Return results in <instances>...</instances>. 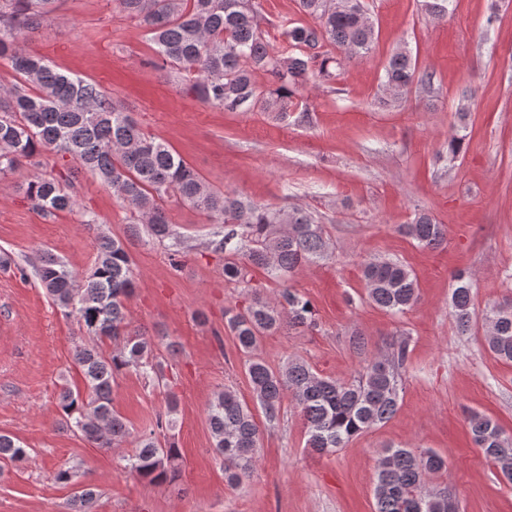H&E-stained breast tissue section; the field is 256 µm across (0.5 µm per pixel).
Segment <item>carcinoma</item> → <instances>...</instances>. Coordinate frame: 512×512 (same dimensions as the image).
Wrapping results in <instances>:
<instances>
[{"label": "carcinoma", "instance_id": "carcinoma-1", "mask_svg": "<svg viewBox=\"0 0 512 512\" xmlns=\"http://www.w3.org/2000/svg\"><path fill=\"white\" fill-rule=\"evenodd\" d=\"M57 0H0V63L8 66L14 83L0 88V179L22 168L33 173L23 189L33 209L43 218L72 211L76 205L74 174L86 171L111 188L119 204L134 212L129 236L146 225L159 241L173 238L168 203L172 200L207 214L231 229L211 241L216 251L229 248L222 274L241 283L249 267L264 269L281 289L266 298L258 288L247 291L249 304L225 311L227 328L239 349L249 356L246 374L265 423L274 425L284 398L299 409L307 430V447L334 454L354 437L390 421L399 406L398 369L407 358L408 344L392 343V357L377 355L365 361L351 382H339L313 372L301 358H292L275 370L256 354L260 340L285 326L316 327L309 299L288 282L304 267L332 255L321 222L302 208L273 210L211 185L183 157L164 142L146 135L122 103L95 81L61 70L31 50L29 36L52 19ZM119 12L146 32L155 61L179 74L184 88L204 103L244 112H286L293 100H302L315 82L335 77L341 59L325 50L333 46L346 59L371 50L377 38L364 0H299L311 25L288 28L291 51L273 50L261 29L259 0H113ZM451 0H424L429 17L448 16ZM266 76L258 86L257 74ZM433 74L420 73L410 51L398 48L383 65V108L401 105L412 87L431 84ZM469 106L459 104L444 145L448 159L462 152L467 137ZM66 162L67 171L46 174L44 158ZM81 223L95 231L94 263L78 278L57 257L45 253L36 276L64 315L74 316L89 336L111 338L108 354L90 343L75 345L74 365L86 392L64 387L57 398L63 424L96 448L112 450L128 439L134 449L117 454V465L150 483L173 484L179 474L180 450L164 430L173 427L177 401L168 395L165 416L156 428L141 436L113 407L116 379L135 372L160 386L163 364L155 354L154 338L131 330L127 301L137 287L127 240L98 230L92 213ZM399 231L422 248H438L447 240V226L427 211H417ZM363 280L371 303L399 316L418 298L411 271L390 259L363 264ZM450 306L458 330L467 334L478 323L487 327L486 341L498 358L512 362V299L477 311L472 276H453ZM206 418L216 453L231 485L251 478L260 448V426L251 409L233 392H217ZM475 447L501 469L512 484V437L491 418L474 413L469 418ZM28 449L17 439L0 434V459L25 462ZM438 453L411 448H389L378 459L374 487L375 512H457L446 489L432 491L427 483L445 470ZM96 492L90 487L74 498L75 512H90Z\"/></svg>", "mask_w": 512, "mask_h": 512}]
</instances>
